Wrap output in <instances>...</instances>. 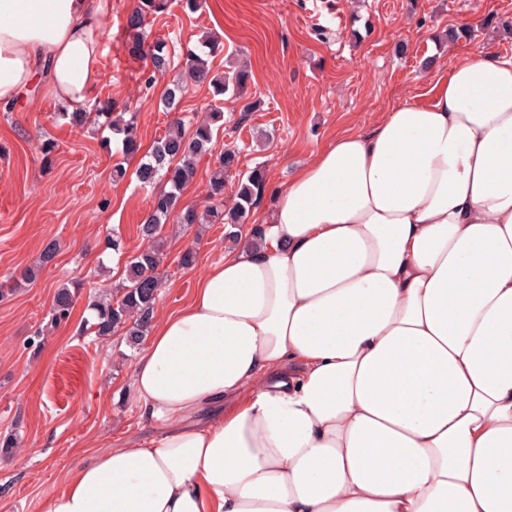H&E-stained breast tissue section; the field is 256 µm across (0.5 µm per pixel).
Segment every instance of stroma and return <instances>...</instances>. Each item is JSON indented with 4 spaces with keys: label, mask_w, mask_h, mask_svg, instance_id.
Instances as JSON below:
<instances>
[{
    "label": "stroma",
    "mask_w": 512,
    "mask_h": 512,
    "mask_svg": "<svg viewBox=\"0 0 512 512\" xmlns=\"http://www.w3.org/2000/svg\"><path fill=\"white\" fill-rule=\"evenodd\" d=\"M109 31L101 58L103 79L95 104L137 115L141 150L149 152L172 120L160 102L200 38L217 37L221 52L209 62L246 64L251 79L242 94L225 96L224 128L216 148H240V168L264 163L267 190L251 219L272 210L274 191L287 184L311 152L336 136L370 130L385 112L411 96L428 102L432 75H448L455 51L512 57V0H197L189 10L171 0L149 16L150 38H164L173 55L167 76L145 84L150 67L122 46V26L140 0H110ZM472 28L470 40L441 45L448 27ZM34 83L11 110L0 108V277L39 267L37 279L0 297V512H45L65 475L98 450L141 434L140 405L130 386L140 355L123 333L106 342L80 333L92 318L91 301L112 293L141 246L139 227L151 198L135 171L139 156H124L110 131L73 125ZM58 143L44 158L45 139ZM128 174L113 182L112 166ZM119 233L124 249L105 242ZM163 286L157 316L179 309L197 278L224 257V227L194 224L164 228ZM59 252L40 266L49 242ZM197 265L179 257L187 246ZM84 280L69 323L50 325L56 289Z\"/></svg>",
    "instance_id": "obj_1"
}]
</instances>
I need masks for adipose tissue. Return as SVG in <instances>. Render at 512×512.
I'll list each match as a JSON object with an SVG mask.
<instances>
[{
	"label": "adipose tissue",
	"instance_id": "adipose-tissue-1",
	"mask_svg": "<svg viewBox=\"0 0 512 512\" xmlns=\"http://www.w3.org/2000/svg\"><path fill=\"white\" fill-rule=\"evenodd\" d=\"M108 0H0V105L38 73L72 111ZM313 152L156 320L149 432L47 512H512V57Z\"/></svg>",
	"mask_w": 512,
	"mask_h": 512
}]
</instances>
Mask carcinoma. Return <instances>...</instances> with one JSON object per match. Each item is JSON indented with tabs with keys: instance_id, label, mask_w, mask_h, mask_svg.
Listing matches in <instances>:
<instances>
[{
	"instance_id": "1",
	"label": "carcinoma",
	"mask_w": 512,
	"mask_h": 512,
	"mask_svg": "<svg viewBox=\"0 0 512 512\" xmlns=\"http://www.w3.org/2000/svg\"><path fill=\"white\" fill-rule=\"evenodd\" d=\"M168 6V0H143L142 7L129 13L125 20L128 42L125 48L128 54L138 56L148 51L150 75L163 76L171 67V52L168 44L156 38L145 45L147 18L150 14L162 13ZM250 74L243 68L219 75L212 73L208 59L194 52L190 53V65L185 76L167 84L161 103L163 111L174 112L176 117L148 153L145 161L136 170L137 179L144 187L158 183L164 188L152 195L150 211L140 225L142 239L147 247L131 258L126 267V284L120 288L114 299L97 300L92 304L94 322L90 323L97 339L104 341L120 330L127 343L136 347L141 344L155 317L156 303L159 299L158 267L160 265V233L165 224L173 222L181 226L192 224H224L230 227L226 234L229 242L238 241L236 229L249 218L250 212L263 198L267 181L265 169L256 166L247 172L245 178L237 182V190L231 199L224 196L228 180L242 175L239 170L240 151L230 145L224 146L215 157V175L207 185V196L211 205L200 212L196 208L181 202V189L192 179L197 160L214 148V129L224 121V111L219 106L209 108L204 119L195 122L191 132L185 131V120L178 115L180 104L187 84L208 85L214 88V95L220 96L229 91L241 93L249 82ZM62 116L79 124L90 118L93 122H102L112 134L121 137L123 152L134 155L139 151L137 124L125 120L123 116H114L111 108H97V112H64ZM81 284L61 286L57 289L50 310V322L54 325L67 322L72 314L76 294Z\"/></svg>"
}]
</instances>
